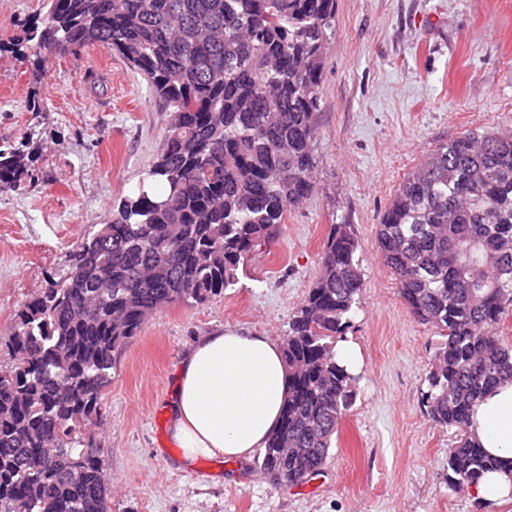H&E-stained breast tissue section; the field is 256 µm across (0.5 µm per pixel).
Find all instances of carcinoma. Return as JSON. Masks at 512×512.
Returning a JSON list of instances; mask_svg holds the SVG:
<instances>
[{"label":"carcinoma","instance_id":"carcinoma-1","mask_svg":"<svg viewBox=\"0 0 512 512\" xmlns=\"http://www.w3.org/2000/svg\"><path fill=\"white\" fill-rule=\"evenodd\" d=\"M14 52L40 76L45 55L99 45L121 55L169 112L147 171L160 192L126 196L70 255V271L16 314L0 368V512H108L98 452L80 436L99 414L117 355L159 310L237 283L250 253L312 192L323 53L336 0H47ZM28 176L0 145V191ZM377 248L409 313L441 341L424 402L456 433L448 485L501 467L469 433L474 407L512 380V131H469L400 183ZM359 242L331 228L317 282L289 321L281 422L257 460L276 483L325 467L355 378L336 361L363 288Z\"/></svg>","mask_w":512,"mask_h":512}]
</instances>
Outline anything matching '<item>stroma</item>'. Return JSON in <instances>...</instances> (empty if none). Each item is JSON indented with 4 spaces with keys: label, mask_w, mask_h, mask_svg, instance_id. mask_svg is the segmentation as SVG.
<instances>
[{
    "label": "stroma",
    "mask_w": 512,
    "mask_h": 512,
    "mask_svg": "<svg viewBox=\"0 0 512 512\" xmlns=\"http://www.w3.org/2000/svg\"><path fill=\"white\" fill-rule=\"evenodd\" d=\"M44 13L42 0H0V144H26L30 174L0 191L4 363L18 310L139 189L168 122L148 82L105 47L47 56L32 75L9 44ZM316 123L313 192L238 283L159 311L118 357L84 433L104 463L109 512H512V500L487 506L449 488L455 435L423 402L440 337L410 316L375 247L395 191L429 151L469 130H512V0H337ZM336 224L362 246L364 287L344 336L362 366L327 465L299 486L256 477L250 458L181 467L160 423L183 356L227 325L284 340Z\"/></svg>",
    "instance_id": "obj_1"
}]
</instances>
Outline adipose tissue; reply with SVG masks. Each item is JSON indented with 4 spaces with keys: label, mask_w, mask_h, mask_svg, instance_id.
<instances>
[{
    "label": "adipose tissue",
    "mask_w": 512,
    "mask_h": 512,
    "mask_svg": "<svg viewBox=\"0 0 512 512\" xmlns=\"http://www.w3.org/2000/svg\"><path fill=\"white\" fill-rule=\"evenodd\" d=\"M287 397L281 345L227 326L199 337L183 357L169 433L183 463L216 456L246 459L265 447ZM470 429L488 454L512 458V382L482 399Z\"/></svg>",
    "instance_id": "1"
}]
</instances>
